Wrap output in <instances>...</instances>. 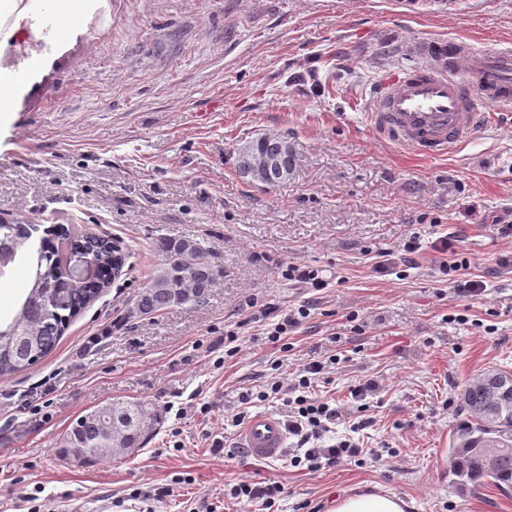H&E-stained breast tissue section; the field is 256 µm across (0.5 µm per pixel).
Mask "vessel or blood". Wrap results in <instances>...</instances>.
Masks as SVG:
<instances>
[{"instance_id": "vessel-or-blood-1", "label": "vessel or blood", "mask_w": 512, "mask_h": 512, "mask_svg": "<svg viewBox=\"0 0 512 512\" xmlns=\"http://www.w3.org/2000/svg\"><path fill=\"white\" fill-rule=\"evenodd\" d=\"M402 50L417 64L386 71L367 102L372 127L389 141L426 157L443 156L486 127L493 111L512 112V45L444 36L419 38ZM287 439L279 418L258 414L241 445L254 458L276 460Z\"/></svg>"}]
</instances>
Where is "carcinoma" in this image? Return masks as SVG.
Returning a JSON list of instances; mask_svg holds the SVG:
<instances>
[{
  "label": "carcinoma",
  "instance_id": "cac0c4a2",
  "mask_svg": "<svg viewBox=\"0 0 512 512\" xmlns=\"http://www.w3.org/2000/svg\"><path fill=\"white\" fill-rule=\"evenodd\" d=\"M236 163L240 177L274 187L288 181L295 156L284 137L263 135L236 148ZM36 231V225L18 219L0 223V277L22 257L32 268L31 285L17 314L0 327V377L26 370L50 354L71 319L100 297L110 286L113 271L126 260L109 238L79 236L65 224L46 228L38 248L23 251ZM62 241L97 257L101 275L96 281L65 287L66 276L57 263ZM158 252L161 262L133 298L130 318L152 317L174 307L200 306L218 279V265L193 238H163ZM503 375L502 370H489L477 384L464 389L461 408L466 420L454 434L452 454L453 475L459 484L491 483L508 493L512 491V388L497 384L496 379ZM115 420L124 427L125 448H142L152 436L145 425L143 404L116 399L76 418L60 441V452L75 464L78 457H84V467L121 454L112 444ZM490 448L495 450L491 464L486 461Z\"/></svg>",
  "mask_w": 512,
  "mask_h": 512
}]
</instances>
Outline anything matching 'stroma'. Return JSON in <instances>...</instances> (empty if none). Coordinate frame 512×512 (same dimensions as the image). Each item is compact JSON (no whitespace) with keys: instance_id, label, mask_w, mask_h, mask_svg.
Here are the masks:
<instances>
[{"instance_id":"35a3bbf8","label":"stroma","mask_w":512,"mask_h":512,"mask_svg":"<svg viewBox=\"0 0 512 512\" xmlns=\"http://www.w3.org/2000/svg\"><path fill=\"white\" fill-rule=\"evenodd\" d=\"M38 47L0 36V217L112 238L130 258L33 368L0 379V512H193L239 482H280L275 512H331L337 498L388 492L406 512H512V493L463 486L450 448L460 395L485 371L512 372V114L437 158L417 156L370 125L381 73L410 64L401 43L457 36L512 42V0H106L62 26L53 0L23 21ZM285 137L288 182L243 180L236 149ZM422 248L405 278L373 270L410 235ZM449 235L486 281L460 302L439 269ZM198 240L220 276L206 303L126 321L160 261L162 237ZM334 278L309 292L283 263ZM311 301L288 338L265 339L253 305ZM464 322H457V315ZM241 350L224 356L225 329ZM336 356L315 386L349 422L360 460L310 471L239 448L228 415L283 416V403L241 404L318 357ZM377 383L365 399L354 387ZM124 397L153 418L141 448L91 468L64 461L71 422ZM169 488L160 500L131 493Z\"/></svg>"}]
</instances>
